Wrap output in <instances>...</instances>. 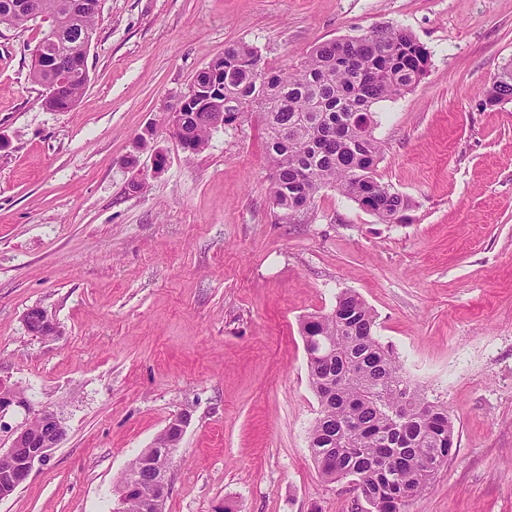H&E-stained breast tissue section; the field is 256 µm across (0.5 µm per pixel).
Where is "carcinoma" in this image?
<instances>
[{
	"label": "carcinoma",
	"instance_id": "cac0c4a2",
	"mask_svg": "<svg viewBox=\"0 0 512 512\" xmlns=\"http://www.w3.org/2000/svg\"><path fill=\"white\" fill-rule=\"evenodd\" d=\"M50 18L34 52L48 48L51 70L35 61L31 80L48 89L58 112H69L89 73L69 67L81 32L96 30L98 0H36ZM430 54L404 30L385 26L358 38L333 39L290 70L261 65L255 48L232 44L195 76L194 101L183 108L174 136L195 154L213 132L233 128L249 115L264 126L270 197L278 222L297 224L324 189H334L386 224L406 220L409 199L382 182V152L374 136L372 106L411 89L425 74ZM484 104L512 102V60L483 91ZM309 384L318 416L309 449L320 475L356 483L371 512H407L451 454L454 426L448 408L429 400L402 374L398 357L376 335V317L355 292L336 297L328 314L302 321ZM331 352H326V348ZM405 404L395 423L390 408ZM144 483L122 512H143L152 496Z\"/></svg>",
	"mask_w": 512,
	"mask_h": 512
}]
</instances>
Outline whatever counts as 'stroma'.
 I'll return each mask as SVG.
<instances>
[{"label":"stroma","instance_id":"obj_1","mask_svg":"<svg viewBox=\"0 0 512 512\" xmlns=\"http://www.w3.org/2000/svg\"><path fill=\"white\" fill-rule=\"evenodd\" d=\"M385 25L430 53L375 106L377 174L412 199L407 223L332 189L277 223L258 118L192 156L168 131L228 45L280 67ZM41 30L0 26V379L30 403L12 424L46 406L67 433L0 512H112L117 475L179 412L164 512H366L308 448L301 321L344 290L454 421L408 512H512V103H481L512 60V0H102L70 112L29 77ZM34 306L59 336L28 333Z\"/></svg>","mask_w":512,"mask_h":512}]
</instances>
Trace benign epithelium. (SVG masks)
I'll list each match as a JSON object with an SVG mask.
<instances>
[{
  "instance_id": "benign-epithelium-1",
  "label": "benign epithelium",
  "mask_w": 512,
  "mask_h": 512,
  "mask_svg": "<svg viewBox=\"0 0 512 512\" xmlns=\"http://www.w3.org/2000/svg\"><path fill=\"white\" fill-rule=\"evenodd\" d=\"M25 325L30 334L52 337L58 334L59 327L53 316L44 308L35 306L25 313ZM30 408L24 392L0 379V434H7L8 444L0 443V500L7 499L29 478L35 464L43 462L58 447L66 435L63 419L53 410L42 408L36 411L40 428L33 432L29 423L12 427L4 421L6 414L15 409ZM169 467L154 471V496L148 504V512H164V503L170 492V471L175 463V449H166ZM150 451L144 450L138 456L128 479L115 490L113 510L122 504L138 487L141 473L152 468L148 460Z\"/></svg>"
}]
</instances>
